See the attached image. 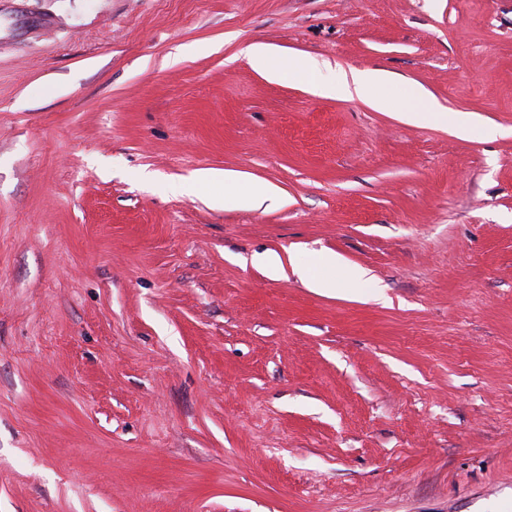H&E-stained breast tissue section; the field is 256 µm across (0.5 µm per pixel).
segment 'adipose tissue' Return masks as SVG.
Here are the masks:
<instances>
[{"label":"adipose tissue","mask_w":512,"mask_h":512,"mask_svg":"<svg viewBox=\"0 0 512 512\" xmlns=\"http://www.w3.org/2000/svg\"><path fill=\"white\" fill-rule=\"evenodd\" d=\"M388 81V75L378 70L342 71L336 73L330 83L320 85L318 91L329 97L356 98L382 110L398 109L407 121L413 123L433 121L440 126H450L457 132H464V122L458 113L438 110L429 95L420 87H410L406 101L393 104L383 94V88ZM196 180L209 186L212 199L227 206L258 208L278 194L273 185L245 179L231 170L202 172L197 175Z\"/></svg>","instance_id":"obj_1"}]
</instances>
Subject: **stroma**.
Returning a JSON list of instances; mask_svg holds the SVG:
<instances>
[{"mask_svg":"<svg viewBox=\"0 0 512 512\" xmlns=\"http://www.w3.org/2000/svg\"><path fill=\"white\" fill-rule=\"evenodd\" d=\"M0 512H512V0H0ZM250 65L261 73L271 77L278 75L286 65V60L262 44H252L243 50ZM388 81L389 76L378 70H351L349 73L346 71L336 73L330 83L315 87L320 94L325 96L357 98L381 110L401 111L409 122L434 121L445 128L453 127L461 135L464 133V121L458 113L438 110L421 87L410 86L407 100L404 103L394 104L388 100L383 94V88ZM194 181L209 186L212 199L223 202L224 207L258 208L278 195L273 185L247 180L241 174L231 170L202 172L195 176Z\"/></svg>","mask_w":512,"mask_h":512,"instance_id":"1","label":"stroma"}]
</instances>
